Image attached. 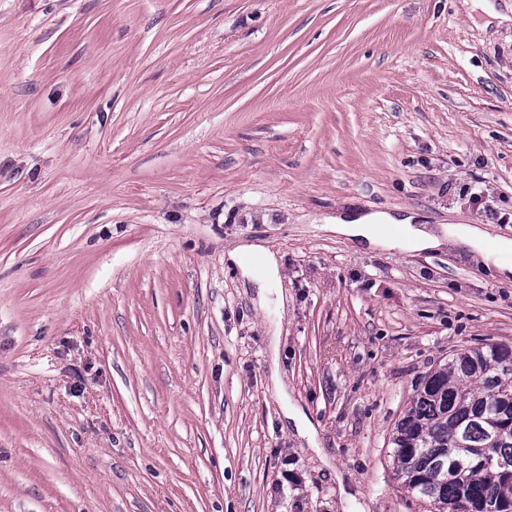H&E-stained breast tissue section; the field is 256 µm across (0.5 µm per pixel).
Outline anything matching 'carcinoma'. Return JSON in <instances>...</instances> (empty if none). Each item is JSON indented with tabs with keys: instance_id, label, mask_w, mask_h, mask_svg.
I'll list each match as a JSON object with an SVG mask.
<instances>
[{
	"instance_id": "obj_1",
	"label": "carcinoma",
	"mask_w": 512,
	"mask_h": 512,
	"mask_svg": "<svg viewBox=\"0 0 512 512\" xmlns=\"http://www.w3.org/2000/svg\"><path fill=\"white\" fill-rule=\"evenodd\" d=\"M512 347L456 351L415 387L392 434L395 475L429 512H512Z\"/></svg>"
}]
</instances>
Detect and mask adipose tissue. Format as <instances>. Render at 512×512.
<instances>
[{
  "mask_svg": "<svg viewBox=\"0 0 512 512\" xmlns=\"http://www.w3.org/2000/svg\"><path fill=\"white\" fill-rule=\"evenodd\" d=\"M414 215L396 217L384 212L340 215L327 224V231L344 236L372 250L391 251L407 246L413 251H435L447 244L463 243L471 247L485 265L494 266L501 278L512 277V263L503 261V252L512 250V241L499 240L497 249L486 246L489 233L481 226L461 224L435 233L414 223ZM252 257L254 265H243V257ZM230 259L242 264L243 273L260 285L262 297H269L279 279V262L274 253L259 245H243L231 252Z\"/></svg>",
  "mask_w": 512,
  "mask_h": 512,
  "instance_id": "1",
  "label": "adipose tissue"
}]
</instances>
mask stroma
I'll list each match as a JSON object with an SVG mask.
<instances>
[{"label": "stroma", "instance_id": "35a3bbf8", "mask_svg": "<svg viewBox=\"0 0 512 512\" xmlns=\"http://www.w3.org/2000/svg\"><path fill=\"white\" fill-rule=\"evenodd\" d=\"M462 2L0 0V512H425L390 435L512 281L313 220L512 239V0ZM250 256L256 260V266H248L242 262L243 257ZM230 260L236 263L253 281L260 284L261 304H267L273 285L279 280V262L275 254L259 245H242L229 254Z\"/></svg>", "mask_w": 512, "mask_h": 512}]
</instances>
